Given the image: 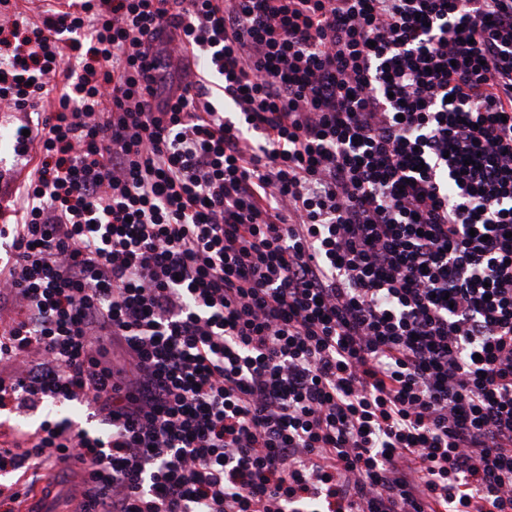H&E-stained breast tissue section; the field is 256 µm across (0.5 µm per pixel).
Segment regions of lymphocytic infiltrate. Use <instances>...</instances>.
<instances>
[{"label":"lymphocytic infiltrate","mask_w":512,"mask_h":512,"mask_svg":"<svg viewBox=\"0 0 512 512\" xmlns=\"http://www.w3.org/2000/svg\"><path fill=\"white\" fill-rule=\"evenodd\" d=\"M0 28L33 163L0 406L107 427L0 448L5 512L74 461L76 512H512V0H72Z\"/></svg>","instance_id":"1"}]
</instances>
